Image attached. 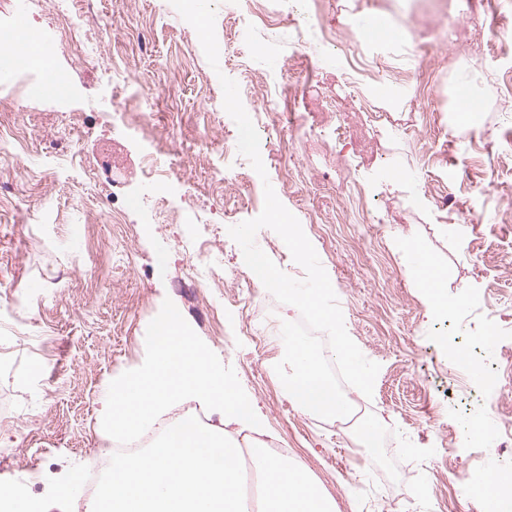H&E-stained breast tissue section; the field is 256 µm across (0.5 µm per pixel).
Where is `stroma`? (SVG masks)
I'll use <instances>...</instances> for the list:
<instances>
[{"label":"stroma","instance_id":"stroma-1","mask_svg":"<svg viewBox=\"0 0 512 512\" xmlns=\"http://www.w3.org/2000/svg\"><path fill=\"white\" fill-rule=\"evenodd\" d=\"M53 7L33 0L28 25L58 41L52 61L71 97L30 99L20 112L0 92V123L20 127L14 158L0 161V484L20 483L34 464L46 497L110 443L100 422L109 384L142 365L147 326L169 299L235 369L262 421L255 439L279 440L335 512H383L382 472L397 512H482L457 477L475 466L466 427L495 423L498 408L470 411L478 382L457 372L454 353L502 368L512 350V0H322L298 27L357 50L323 64L297 54L277 18L245 0L216 10L215 69L169 0H69L63 25ZM365 18L384 19L393 37H368ZM110 20V44L87 63L76 39L95 38ZM113 67L131 77L130 100L142 99L140 80L161 86L150 126L126 124L123 140L130 154L158 143L154 168L180 188L148 213L134 207L131 181L97 163L99 145L114 137L101 77ZM290 67L315 71L321 106L365 129L368 144L327 131L291 140L292 119L311 110L299 95L276 107L274 139L260 144L266 178L215 182L225 139L238 137L220 76L238 83L251 110ZM385 72L391 81L379 83ZM465 75L479 78L485 101L468 137L454 111ZM267 182L313 244L349 336L380 366L364 413L377 425L376 451L306 417L274 370L283 347L257 357L238 333V304L201 285L192 260L201 225L218 227L212 265L245 270L224 212L257 217ZM439 196L451 207H437ZM408 244L432 257L449 298H468L471 309L441 310L423 295ZM15 327L30 343L16 342Z\"/></svg>","mask_w":512,"mask_h":512}]
</instances>
